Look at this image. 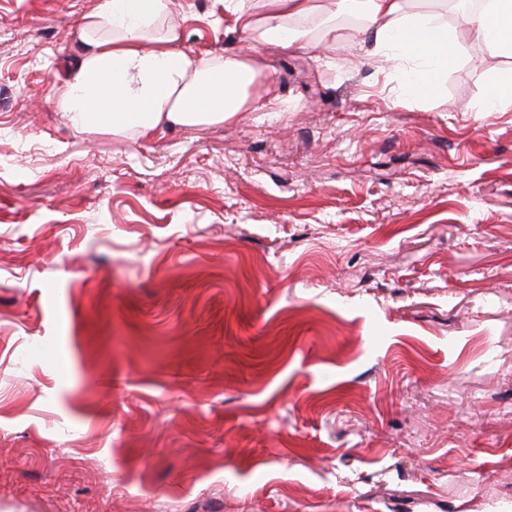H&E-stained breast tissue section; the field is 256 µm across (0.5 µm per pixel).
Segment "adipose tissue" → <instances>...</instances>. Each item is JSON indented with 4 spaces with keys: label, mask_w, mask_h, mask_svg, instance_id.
Wrapping results in <instances>:
<instances>
[{
    "label": "adipose tissue",
    "mask_w": 512,
    "mask_h": 512,
    "mask_svg": "<svg viewBox=\"0 0 512 512\" xmlns=\"http://www.w3.org/2000/svg\"><path fill=\"white\" fill-rule=\"evenodd\" d=\"M254 44L290 46L302 22L315 24L318 46L340 41L313 0H224ZM444 0H335L332 16L354 14L391 58L415 57L421 76L408 94L427 97L440 86L460 44L448 37ZM172 0H102L74 34L76 58L58 75L59 111L84 132L151 138L176 126L221 125L261 107L253 95L262 70L249 54L215 56L182 49L184 31L171 19ZM467 24L494 55L512 58V0H485Z\"/></svg>",
    "instance_id": "ef3b65f1"
}]
</instances>
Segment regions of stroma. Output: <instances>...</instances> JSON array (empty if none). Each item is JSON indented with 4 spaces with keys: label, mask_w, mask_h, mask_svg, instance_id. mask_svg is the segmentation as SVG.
<instances>
[{
    "label": "stroma",
    "mask_w": 512,
    "mask_h": 512,
    "mask_svg": "<svg viewBox=\"0 0 512 512\" xmlns=\"http://www.w3.org/2000/svg\"><path fill=\"white\" fill-rule=\"evenodd\" d=\"M100 0H0V512H512V58L436 96L359 27L247 48L261 110L73 131ZM512 109V69L500 74L496 96L489 112H507Z\"/></svg>",
    "instance_id": "stroma-1"
}]
</instances>
